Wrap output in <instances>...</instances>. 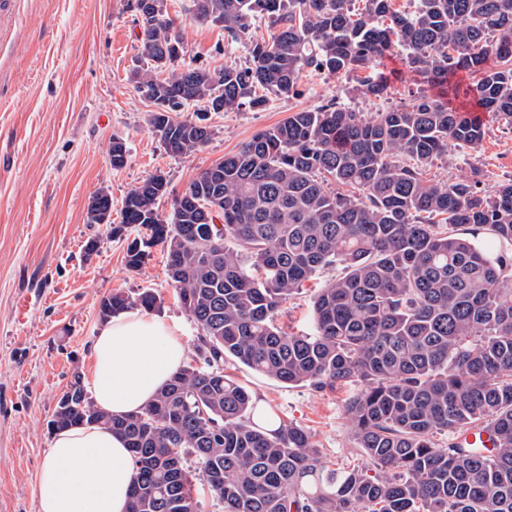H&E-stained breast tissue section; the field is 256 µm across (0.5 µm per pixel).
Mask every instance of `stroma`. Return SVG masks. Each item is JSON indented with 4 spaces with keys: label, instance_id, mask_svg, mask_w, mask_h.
I'll return each mask as SVG.
<instances>
[{
    "label": "stroma",
    "instance_id": "1",
    "mask_svg": "<svg viewBox=\"0 0 512 512\" xmlns=\"http://www.w3.org/2000/svg\"><path fill=\"white\" fill-rule=\"evenodd\" d=\"M191 5L166 0L186 63L247 64V43L229 41L222 26L197 21ZM0 13L8 18L0 29V512H37L36 475L53 440L48 422L73 372L92 376L102 296L153 291L161 301L157 315L176 326L187 362L196 358L200 334L176 297L162 247L153 248L141 269L129 270L127 244L146 236V229L132 225L123 238L107 237L105 226L88 222V199L107 190L112 220L120 222L126 192L160 172L169 182L160 209L169 212L173 196L201 171L291 112L329 101L375 112L409 102L417 84L394 80L402 67L397 50L381 66L391 81L380 98L359 95L355 80L307 72L297 94L270 96L262 108L201 117L189 106L179 119L204 118L212 136L199 150L172 156L135 87L143 59L128 0H0ZM484 127L478 151L449 147L433 161L429 177L453 182L477 167L489 193L512 180V130L491 114ZM116 135L129 149L118 170L108 160ZM93 236L100 246L88 257L83 248ZM341 272L336 264L321 269L283 304L277 325L312 333L313 298ZM224 371L280 418L309 431L329 467H367L344 412L347 391L287 386L231 359Z\"/></svg>",
    "mask_w": 512,
    "mask_h": 512
}]
</instances>
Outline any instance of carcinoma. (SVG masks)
I'll use <instances>...</instances> for the list:
<instances>
[{"instance_id":"1","label":"carcinoma","mask_w":512,"mask_h":512,"mask_svg":"<svg viewBox=\"0 0 512 512\" xmlns=\"http://www.w3.org/2000/svg\"><path fill=\"white\" fill-rule=\"evenodd\" d=\"M164 2L130 8L146 60L136 88L174 156L212 135L171 116L191 103L262 108L270 94L294 95L305 71L363 72L355 91L380 98L387 81L374 66L396 47L406 50L401 78L436 92L369 115L335 102L293 112L204 169L167 214L163 174L128 191L108 234L150 231L126 248L133 271L162 246L179 302L202 330L197 360L124 416L99 408L75 371L50 430L102 424L125 438L128 512H198V480L224 512H512V256L478 241L485 231L512 246V182L488 194L477 169L448 183L425 177L448 145L474 150L484 138L483 123L451 101L473 96L512 129V0H414L411 12L393 0L358 9L355 0H192L197 20L233 40L259 15L276 27L251 41L247 65L213 70L184 63ZM108 153L112 168L124 167L125 140L112 137ZM336 263L345 273L315 295L313 334L276 326L281 306ZM138 307L160 302L148 290L116 291L98 314ZM228 357L288 386L358 385L345 415L386 475L328 468L308 431L261 411L224 374ZM472 428L490 430L496 448L459 445Z\"/></svg>"}]
</instances>
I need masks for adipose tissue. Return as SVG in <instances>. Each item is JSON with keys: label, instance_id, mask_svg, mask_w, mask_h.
I'll list each match as a JSON object with an SVG mask.
<instances>
[{"label": "adipose tissue", "instance_id": "1", "mask_svg": "<svg viewBox=\"0 0 512 512\" xmlns=\"http://www.w3.org/2000/svg\"><path fill=\"white\" fill-rule=\"evenodd\" d=\"M94 402L115 415L138 411L185 359L175 327L129 310L100 327L94 338ZM134 463L123 439L103 425L55 432L37 474L38 512H127Z\"/></svg>", "mask_w": 512, "mask_h": 512}]
</instances>
